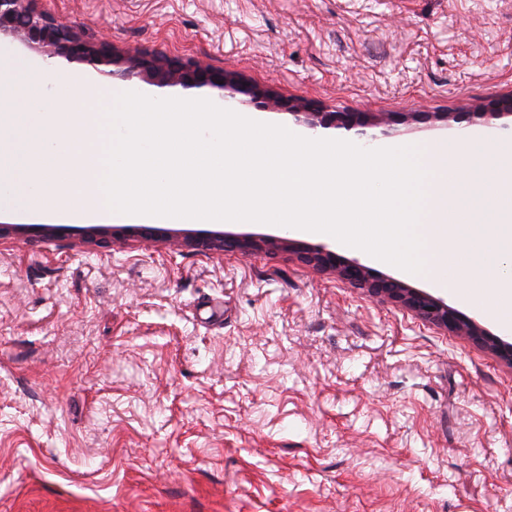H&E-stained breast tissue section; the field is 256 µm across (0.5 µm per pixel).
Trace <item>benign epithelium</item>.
Returning <instances> with one entry per match:
<instances>
[{"mask_svg":"<svg viewBox=\"0 0 512 512\" xmlns=\"http://www.w3.org/2000/svg\"><path fill=\"white\" fill-rule=\"evenodd\" d=\"M36 0H0V34L4 33L25 45L44 53L49 59L64 58L82 62L101 76L112 78L117 74L139 72L159 87L180 86L195 89L202 94L212 90L228 91L252 100H265L271 110L283 108L278 99L260 89L239 81L234 75L216 72L195 61L187 64L162 54L144 56L138 52L119 54L105 40L88 38L74 25L35 6ZM296 123L314 132L318 129L341 128L360 140H374L377 135L367 131L375 126L359 112H320L307 102H296L286 107ZM193 243L207 250L226 252L244 250L265 252L282 246L296 247L297 257L307 265L328 270L360 287L371 295L390 300L426 323L457 335L469 336L480 346L491 350L500 359L512 365V343L488 332L475 320L433 295L413 288L392 277L379 275L373 269L348 260L325 245L293 244L282 238L254 237L214 232L196 238Z\"/></svg>","mask_w":512,"mask_h":512,"instance_id":"obj_1","label":"benign epithelium"}]
</instances>
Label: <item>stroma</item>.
<instances>
[{
	"mask_svg": "<svg viewBox=\"0 0 512 512\" xmlns=\"http://www.w3.org/2000/svg\"><path fill=\"white\" fill-rule=\"evenodd\" d=\"M392 143L512 91V0H40ZM458 112V121L445 113ZM0 206V512H512V367L282 248L107 245Z\"/></svg>",
	"mask_w": 512,
	"mask_h": 512,
	"instance_id": "1",
	"label": "stroma"
}]
</instances>
